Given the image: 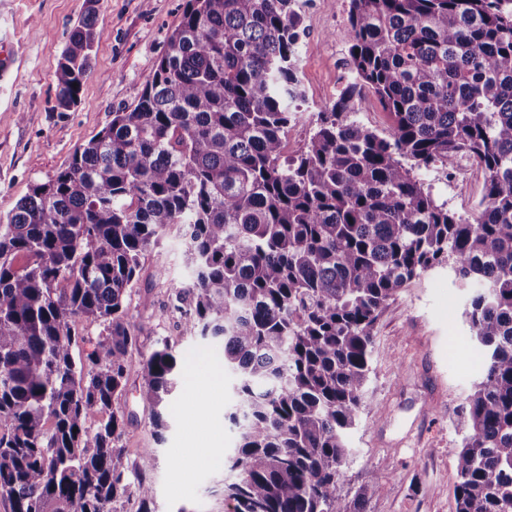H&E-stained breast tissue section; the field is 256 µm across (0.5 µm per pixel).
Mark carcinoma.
Wrapping results in <instances>:
<instances>
[{
    "label": "carcinoma",
    "mask_w": 512,
    "mask_h": 512,
    "mask_svg": "<svg viewBox=\"0 0 512 512\" xmlns=\"http://www.w3.org/2000/svg\"><path fill=\"white\" fill-rule=\"evenodd\" d=\"M352 79L286 152L305 100L300 0H186L151 78L68 166L0 216V497L11 512H116L153 491L119 445L125 297L139 260L186 227V327L222 338L237 379L224 512H365L382 476L337 494L363 406L373 329L444 262L472 290L484 369L457 412L456 512H512V0H348ZM100 38L88 13L55 70L81 102ZM391 117L353 118L363 92ZM474 159L480 209L459 215L415 171ZM78 318L103 332L89 341ZM91 344L84 361L73 349ZM184 359L165 342L141 392L157 407ZM106 419L85 426L87 414Z\"/></svg>",
    "instance_id": "cac0c4a2"
}]
</instances>
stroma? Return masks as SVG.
I'll use <instances>...</instances> for the list:
<instances>
[{"label": "stroma", "instance_id": "1", "mask_svg": "<svg viewBox=\"0 0 512 512\" xmlns=\"http://www.w3.org/2000/svg\"><path fill=\"white\" fill-rule=\"evenodd\" d=\"M186 0H0V33L11 39L12 63L0 73V215L34 184L67 167L73 152L95 136L112 114L133 105L179 24ZM101 32L84 81L81 102L55 111L57 58L88 9ZM298 50L305 101L289 131L291 148L312 132L320 109L337 97L347 72L349 26L345 0H308ZM437 202L465 215L480 198L484 173L454 180L447 167L419 170ZM192 281L183 257V227L167 229L160 245L141 258L126 296L129 319L140 325L126 357L127 386L112 407L126 420L121 444L131 467L143 449L155 460L140 476L153 489L151 512H224L225 462L236 430L225 413L235 402V377L223 390L198 381L208 362L224 357L219 341L191 335L173 304ZM469 291L448 265L412 280L389 301L375 329L365 404L350 434L354 454L338 483L353 499L371 472L382 480L367 512H456V414L478 381L483 360L463 313ZM167 341L186 360L163 439L152 429V409L141 398L143 356Z\"/></svg>", "mask_w": 512, "mask_h": 512}]
</instances>
